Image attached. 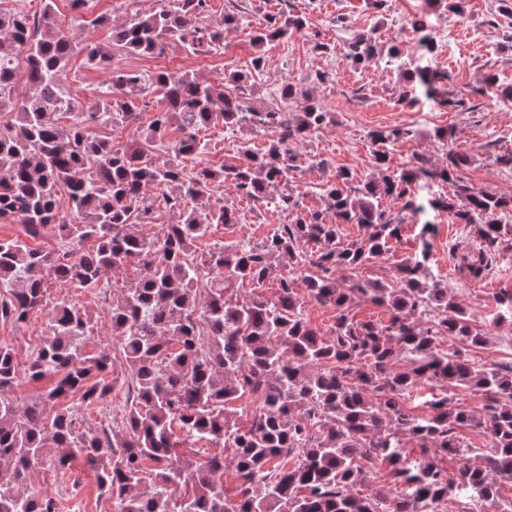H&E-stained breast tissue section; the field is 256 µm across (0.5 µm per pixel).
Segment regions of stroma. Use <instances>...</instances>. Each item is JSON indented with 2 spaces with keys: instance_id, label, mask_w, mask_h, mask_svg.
<instances>
[{
  "instance_id": "35a3bbf8",
  "label": "stroma",
  "mask_w": 512,
  "mask_h": 512,
  "mask_svg": "<svg viewBox=\"0 0 512 512\" xmlns=\"http://www.w3.org/2000/svg\"><path fill=\"white\" fill-rule=\"evenodd\" d=\"M159 7L158 0H90V15L104 16L105 22L73 30L78 50L67 79L71 96L91 100L105 77L103 71L85 64L83 46L111 44L113 24ZM281 8V0H209L207 22L234 13L243 17L244 31L225 33L223 47L210 53L192 55L171 43L160 54L131 57L125 65L147 74L189 73L208 80L220 79L233 70L247 71L251 74L247 97L251 104L264 108L269 107L275 89L285 80L311 93L327 120L295 147L288 182L289 191L299 196L306 210L323 208L321 189L338 171H350L362 180L378 176L371 139L375 133L388 135L387 153L393 166L412 167L442 157L440 134L450 132L453 143L462 147L465 163L459 175L465 182L498 193L512 190V164L500 162L508 153L507 141H512V111L504 110L493 90L484 84L485 78L492 76L499 87H512V14L501 11L499 0H463L457 13L448 9L445 0H387L380 8L374 7L372 0H291L290 11L305 19V29L254 46L250 31L280 15ZM340 17L346 20L341 28L336 25ZM411 17L423 20L427 29L444 31L445 38L435 51H423L419 33L406 29L405 21ZM371 32L377 37L379 61L352 65L345 58L349 43ZM318 42L330 44L331 52L315 50ZM394 42L404 54L416 57L418 66L447 73L442 90L449 106H440L422 95L414 104L400 103L403 81L396 67L384 61ZM259 55L264 66L256 71L251 62ZM321 73L326 76L322 82L317 79ZM200 137L208 147L203 163L217 169L243 163L241 143L260 149L271 135L247 127L231 131L216 123L201 130ZM314 159L319 162L315 168L310 165ZM224 199L234 206L240 219L235 224L212 226L207 237L198 242V253H206L216 243H257L282 219L280 213L267 210L260 202L240 196L232 186H225ZM425 218L432 224L427 241L435 275L447 281L449 291L471 311L476 323L486 322L496 295L512 289V251L500 250L484 277L469 278L457 265L463 253L479 244L473 228L456 223L443 211H427ZM419 230L413 221H405L400 242L391 254L366 269V277L392 275L399 261L418 251ZM48 288L51 297L73 298L92 314L97 327L86 341L87 350L111 343L107 327L110 315L98 290H81L56 281ZM48 318L47 311L41 310L30 313L19 325L0 321V342L13 345L19 360H26L46 336ZM508 336H512V323L505 321L489 328L484 348L460 350L448 340L440 347L461 351L478 366L505 367L512 364V354L504 344ZM71 470L75 485L65 484L47 466L32 472L28 485L31 491L54 497L60 512H112L111 501L100 497L94 476L82 461H74Z\"/></svg>"
}]
</instances>
